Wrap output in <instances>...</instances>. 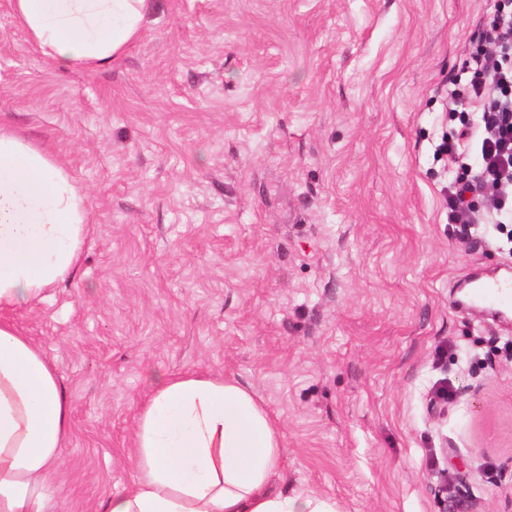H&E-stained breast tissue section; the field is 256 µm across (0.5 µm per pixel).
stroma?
Returning a JSON list of instances; mask_svg holds the SVG:
<instances>
[{
    "label": "stroma",
    "mask_w": 512,
    "mask_h": 512,
    "mask_svg": "<svg viewBox=\"0 0 512 512\" xmlns=\"http://www.w3.org/2000/svg\"><path fill=\"white\" fill-rule=\"evenodd\" d=\"M490 0H151L102 67L62 66L0 0V125L91 213L78 270L8 312L60 370L58 512L129 490L138 404L221 374L277 415L275 484L337 512H512V323L461 305L512 226L448 222L434 148ZM452 389L440 399L441 385Z\"/></svg>",
    "instance_id": "35a3bbf8"
}]
</instances>
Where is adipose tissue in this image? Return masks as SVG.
Masks as SVG:
<instances>
[{
    "mask_svg": "<svg viewBox=\"0 0 512 512\" xmlns=\"http://www.w3.org/2000/svg\"><path fill=\"white\" fill-rule=\"evenodd\" d=\"M33 41L62 65L103 64L141 34L149 0H13ZM90 213L52 155L0 129V512H56L48 491L69 431L55 362L4 312L73 276ZM135 479L100 512H336L275 489L278 420L221 374L157 377L138 408Z\"/></svg>",
    "mask_w": 512,
    "mask_h": 512,
    "instance_id": "adipose-tissue-1",
    "label": "adipose tissue"
}]
</instances>
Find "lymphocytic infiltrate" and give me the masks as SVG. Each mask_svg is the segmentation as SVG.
I'll list each match as a JSON object with an SVG mask.
<instances>
[{"instance_id":"lymphocytic-infiltrate-1","label":"lymphocytic infiltrate","mask_w":512,"mask_h":512,"mask_svg":"<svg viewBox=\"0 0 512 512\" xmlns=\"http://www.w3.org/2000/svg\"><path fill=\"white\" fill-rule=\"evenodd\" d=\"M495 13L481 35L482 44L465 60L463 85L448 91L480 105L478 125L461 127L440 152L461 170L448 185V221L467 225L476 220L470 196L487 192L486 213L492 220L512 219V0H495ZM477 165L466 161L468 150Z\"/></svg>"}]
</instances>
